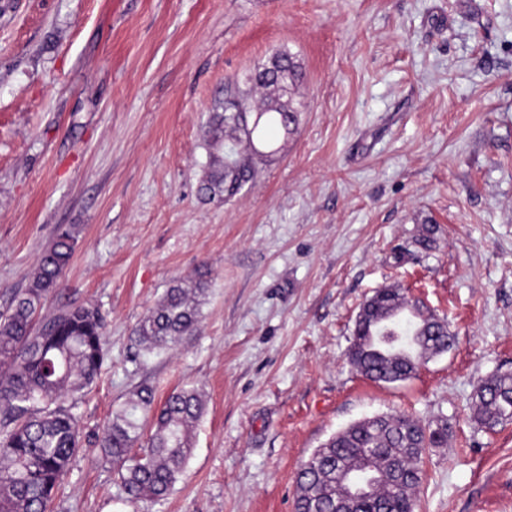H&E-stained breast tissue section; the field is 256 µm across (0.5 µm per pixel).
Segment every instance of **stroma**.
I'll return each instance as SVG.
<instances>
[{
	"label": "stroma",
	"instance_id": "35a3bbf8",
	"mask_svg": "<svg viewBox=\"0 0 512 512\" xmlns=\"http://www.w3.org/2000/svg\"><path fill=\"white\" fill-rule=\"evenodd\" d=\"M279 51L296 131L235 197L201 198L215 99ZM60 224L82 231L46 307H97L108 355L52 512H293L312 451L394 411L448 427L415 512H512V422L471 420L512 371V0H0V309ZM201 272L200 330L142 351L137 323ZM391 285L457 342L386 385L346 350ZM142 384L206 402L158 502L95 447Z\"/></svg>",
	"mask_w": 512,
	"mask_h": 512
}]
</instances>
